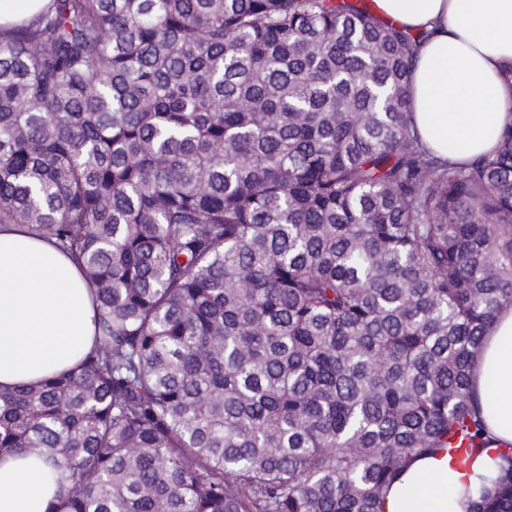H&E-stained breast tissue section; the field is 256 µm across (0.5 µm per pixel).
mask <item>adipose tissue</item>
<instances>
[{
    "mask_svg": "<svg viewBox=\"0 0 512 512\" xmlns=\"http://www.w3.org/2000/svg\"><path fill=\"white\" fill-rule=\"evenodd\" d=\"M380 18L426 32L410 73V122L442 161L492 154L512 123V0H375ZM92 291L77 263L15 224L0 225V389L71 370L93 334ZM487 436L512 444V306L472 361ZM492 462L453 469L447 455L415 459L383 512H468ZM62 471L31 453L0 459V512H47Z\"/></svg>",
    "mask_w": 512,
    "mask_h": 512,
    "instance_id": "ef3b65f1",
    "label": "adipose tissue"
}]
</instances>
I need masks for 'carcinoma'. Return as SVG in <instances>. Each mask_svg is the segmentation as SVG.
Segmentation results:
<instances>
[{"mask_svg": "<svg viewBox=\"0 0 512 512\" xmlns=\"http://www.w3.org/2000/svg\"><path fill=\"white\" fill-rule=\"evenodd\" d=\"M425 38L368 0H53L0 31V224L94 293L72 371L0 391L48 512H382L490 447L471 362L512 305V124L443 165ZM470 512H512V446Z\"/></svg>", "mask_w": 512, "mask_h": 512, "instance_id": "cac0c4a2", "label": "carcinoma"}]
</instances>
